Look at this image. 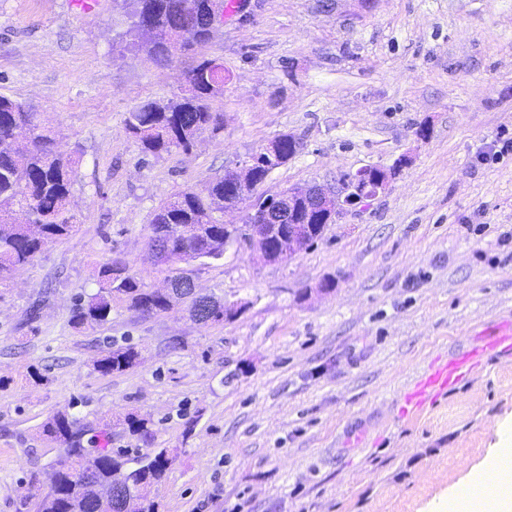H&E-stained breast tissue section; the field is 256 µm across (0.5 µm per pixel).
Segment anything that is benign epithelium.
I'll use <instances>...</instances> for the list:
<instances>
[{
	"label": "benign epithelium",
	"mask_w": 512,
	"mask_h": 512,
	"mask_svg": "<svg viewBox=\"0 0 512 512\" xmlns=\"http://www.w3.org/2000/svg\"><path fill=\"white\" fill-rule=\"evenodd\" d=\"M394 174L393 169L377 172L369 166L343 175L334 187L313 185L284 190L269 199L263 213L246 225L242 233L234 232L224 238V246L243 242L258 251L266 261L288 260L301 250L307 232V225L291 223L295 203H302L307 213L320 223L328 224L339 216L345 205L374 198L372 194L362 193L363 185L372 182L375 192H382ZM171 249L172 242L168 240L153 241L150 250L154 264L164 265Z\"/></svg>",
	"instance_id": "7a95c632"
}]
</instances>
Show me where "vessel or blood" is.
<instances>
[{
	"instance_id": "obj_1",
	"label": "vessel or blood",
	"mask_w": 512,
	"mask_h": 512,
	"mask_svg": "<svg viewBox=\"0 0 512 512\" xmlns=\"http://www.w3.org/2000/svg\"><path fill=\"white\" fill-rule=\"evenodd\" d=\"M510 350H512V321H505L497 325L495 332L486 342L475 347L467 355L430 367L421 380L405 393L400 408L401 414L406 416L422 410L477 365L480 357L491 352Z\"/></svg>"
}]
</instances>
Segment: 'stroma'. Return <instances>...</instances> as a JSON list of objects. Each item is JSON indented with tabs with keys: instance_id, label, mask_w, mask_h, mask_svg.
Returning a JSON list of instances; mask_svg holds the SVG:
<instances>
[{
	"instance_id": "1",
	"label": "stroma",
	"mask_w": 512,
	"mask_h": 512,
	"mask_svg": "<svg viewBox=\"0 0 512 512\" xmlns=\"http://www.w3.org/2000/svg\"><path fill=\"white\" fill-rule=\"evenodd\" d=\"M127 26L116 0H0V94L78 161L74 230L0 281V512L49 491L61 445L43 426L62 410L112 447L172 452L159 512H445L512 436V353L420 413L401 396L512 320V0H239L201 49L224 66L223 128L158 157L125 117L178 94L191 61L156 65ZM284 133L301 148L257 194L398 172L291 260L244 247L197 266L201 293L241 304L234 319L117 304L72 326L115 255L164 287L153 211ZM127 346L132 368L95 369Z\"/></svg>"
}]
</instances>
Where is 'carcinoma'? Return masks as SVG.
<instances>
[{
	"instance_id": "obj_1",
	"label": "carcinoma",
	"mask_w": 512,
	"mask_h": 512,
	"mask_svg": "<svg viewBox=\"0 0 512 512\" xmlns=\"http://www.w3.org/2000/svg\"><path fill=\"white\" fill-rule=\"evenodd\" d=\"M213 0H125L129 20L121 37L156 64L170 63L174 46L181 52L195 50L211 40L212 33L192 21L208 11ZM152 18V29L140 28V17ZM188 90L166 100H152L127 113L125 128L140 145L142 154L159 157L174 148L187 150L208 130L224 124V113L211 103L224 95V74L213 60L201 58L185 75ZM32 106L0 96V279L28 264L43 246L69 235L75 227L70 207L76 160L57 149L52 131L36 122ZM224 178L188 189L160 204L150 222L151 235L173 239L167 277L183 272L182 251L205 258L213 242L224 238ZM100 289L79 300L72 321L78 328L107 322L112 303L118 301L142 314L172 309L166 289L149 290L130 273L128 263L113 257L98 272ZM138 353L131 347L108 352L95 368L109 374L131 368ZM47 436L65 445L55 471L57 489L45 495L37 512H123L121 505L99 497L94 488L110 487L121 477L132 490L130 512H158L151 497L153 486L163 481L171 462L168 450L138 453L136 448H107L108 432L83 444L80 420L58 412L43 426Z\"/></svg>"
}]
</instances>
